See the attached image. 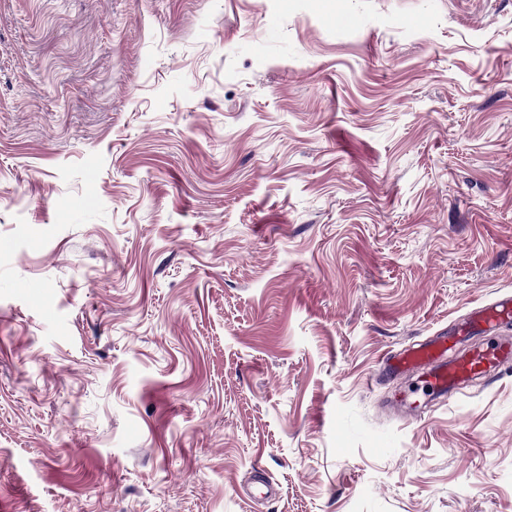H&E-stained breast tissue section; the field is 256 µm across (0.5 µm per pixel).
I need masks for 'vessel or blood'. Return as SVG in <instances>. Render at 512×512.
Returning a JSON list of instances; mask_svg holds the SVG:
<instances>
[{"label":"vessel or blood","instance_id":"1","mask_svg":"<svg viewBox=\"0 0 512 512\" xmlns=\"http://www.w3.org/2000/svg\"><path fill=\"white\" fill-rule=\"evenodd\" d=\"M512 322V295L501 297L452 325L447 334L408 346L391 354L385 361L387 371L395 375H417L422 395L397 403L396 412L403 417H420L429 402L460 393L474 379L487 377L512 364V338L500 339L499 328ZM478 330L495 335L486 344H466L465 335ZM240 497L272 500L276 489L264 477L240 488Z\"/></svg>","mask_w":512,"mask_h":512}]
</instances>
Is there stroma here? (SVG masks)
<instances>
[{"label":"stroma","instance_id":"1","mask_svg":"<svg viewBox=\"0 0 512 512\" xmlns=\"http://www.w3.org/2000/svg\"><path fill=\"white\" fill-rule=\"evenodd\" d=\"M510 293L512 0H0V512H512ZM512 321V295L501 297L452 325L442 336L408 346L384 360L387 371L399 376L418 375L423 399L401 401L394 406L403 417L418 418L436 399L460 393L474 379L487 377L512 364V338L471 344L458 354L452 349L470 339V330L493 334ZM413 394H416L417 391ZM238 495L250 500L262 499L270 501L276 497V489L271 482L258 476L250 485L240 488Z\"/></svg>","mask_w":512,"mask_h":512}]
</instances>
